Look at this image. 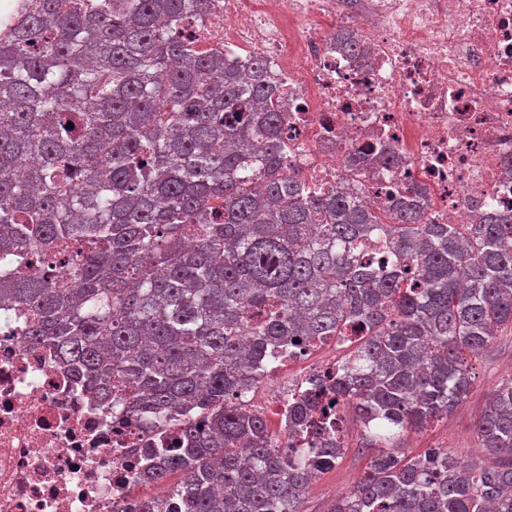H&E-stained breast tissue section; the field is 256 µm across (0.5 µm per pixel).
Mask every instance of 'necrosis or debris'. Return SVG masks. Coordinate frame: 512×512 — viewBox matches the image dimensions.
Listing matches in <instances>:
<instances>
[{"instance_id":"obj_1","label":"necrosis or debris","mask_w":512,"mask_h":512,"mask_svg":"<svg viewBox=\"0 0 512 512\" xmlns=\"http://www.w3.org/2000/svg\"><path fill=\"white\" fill-rule=\"evenodd\" d=\"M192 28L198 52L265 59L284 163L309 187L334 188L353 155L375 208L415 187L436 224L512 210V0H210ZM24 322L0 309V512H135L152 437Z\"/></svg>"}]
</instances>
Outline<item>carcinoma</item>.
Masks as SVG:
<instances>
[{
    "label": "carcinoma",
    "mask_w": 512,
    "mask_h": 512,
    "mask_svg": "<svg viewBox=\"0 0 512 512\" xmlns=\"http://www.w3.org/2000/svg\"><path fill=\"white\" fill-rule=\"evenodd\" d=\"M207 7L35 0L0 37V306L156 434L150 481H180L140 512H304L347 405L377 452L330 512H512V377L475 424L503 463L398 445L512 328V213L433 224L413 188L378 211L353 157L346 187L306 191L265 60L190 45ZM375 235L385 257L361 256ZM333 340L355 349L288 397L282 451L244 398L265 361Z\"/></svg>",
    "instance_id": "cac0c4a2"
}]
</instances>
